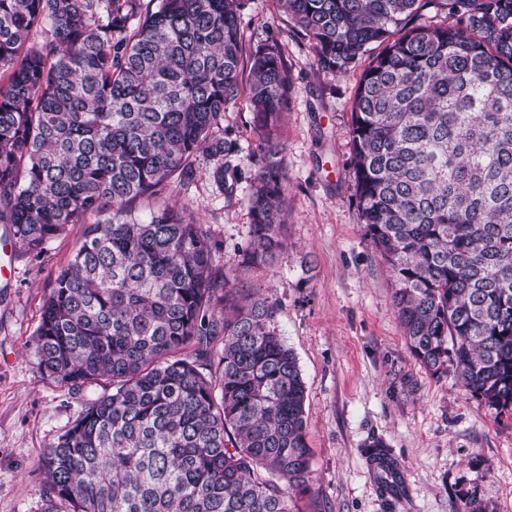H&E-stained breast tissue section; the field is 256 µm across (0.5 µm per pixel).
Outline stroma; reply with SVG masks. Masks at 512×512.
<instances>
[{"label": "stroma", "instance_id": "1", "mask_svg": "<svg viewBox=\"0 0 512 512\" xmlns=\"http://www.w3.org/2000/svg\"><path fill=\"white\" fill-rule=\"evenodd\" d=\"M244 49L276 39L293 80L279 129L288 175L286 248L273 268L242 265L249 247L251 156L257 135L244 99L228 105L232 190L197 179L173 184L168 204L191 205L218 244L231 285L258 288L277 304V325L298 358L307 390L313 484L300 512H460L476 493L493 512H512V417L496 416L452 374L434 376L410 354L393 313L391 274L363 238L353 196L351 106L359 75L318 70L307 41L273 0H249L241 14ZM84 232L73 224L41 254L15 248L0 224V512H43L39 460L101 394L82 395L41 375L35 333L42 299ZM381 439L399 465L384 489L363 446Z\"/></svg>", "mask_w": 512, "mask_h": 512}]
</instances>
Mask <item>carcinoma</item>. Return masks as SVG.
<instances>
[{
	"mask_svg": "<svg viewBox=\"0 0 512 512\" xmlns=\"http://www.w3.org/2000/svg\"><path fill=\"white\" fill-rule=\"evenodd\" d=\"M247 2L0 0V224L29 253L86 225L45 293L38 369L104 388L41 456L43 512H292L310 490L306 386L276 305L229 287L191 206L132 207L201 156L224 187ZM276 2L319 70L360 71L354 197L411 355L512 415V0ZM290 91L278 41L258 44L244 266L284 248ZM362 453L394 486L385 443Z\"/></svg>",
	"mask_w": 512,
	"mask_h": 512,
	"instance_id": "1",
	"label": "carcinoma"
}]
</instances>
